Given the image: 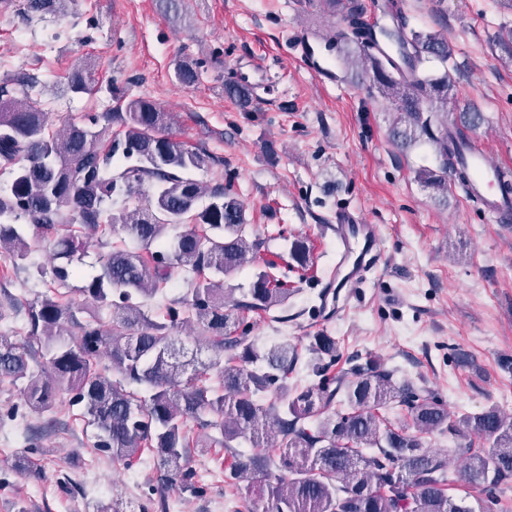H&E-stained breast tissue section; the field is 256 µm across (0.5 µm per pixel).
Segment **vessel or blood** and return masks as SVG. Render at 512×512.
Instances as JSON below:
<instances>
[{
    "label": "vessel or blood",
    "mask_w": 512,
    "mask_h": 512,
    "mask_svg": "<svg viewBox=\"0 0 512 512\" xmlns=\"http://www.w3.org/2000/svg\"><path fill=\"white\" fill-rule=\"evenodd\" d=\"M465 161L474 179L473 189L481 198L486 212L496 220L512 214V200L506 199L499 190L501 167L482 150L466 154ZM332 230L338 249L336 265L321 283L327 295L333 289L351 288L364 282L381 255L376 225L360 223L352 212L337 213Z\"/></svg>",
    "instance_id": "vessel-or-blood-1"
}]
</instances>
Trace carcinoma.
<instances>
[{
	"instance_id": "obj_1",
	"label": "carcinoma",
	"mask_w": 512,
	"mask_h": 512,
	"mask_svg": "<svg viewBox=\"0 0 512 512\" xmlns=\"http://www.w3.org/2000/svg\"><path fill=\"white\" fill-rule=\"evenodd\" d=\"M321 2L341 15L344 64L357 65L391 102L393 140L406 149L432 146L435 167L420 169L418 179L445 199L454 186L481 202L459 164L462 150L476 146L459 128L462 117L448 110L456 92L446 37L408 28L397 0L376 3L380 18L371 23L355 0ZM64 3L26 0L35 13ZM494 45L512 60V26ZM176 74L185 86L201 77L197 64H181ZM90 81L77 68L68 89L84 93ZM35 83L25 75L0 84V172L8 175L0 181V249L26 260L32 230L63 265L53 267L52 293L30 304L28 335L0 334V383L26 382L38 412L57 410L59 392H69L70 405L81 406L97 430L95 448L126 466L148 451L166 481L194 494L205 488L186 464L188 448L224 449L227 480L253 493L249 512H512V418L496 407L458 415L428 387L399 385L394 370L344 355L340 340L324 333L307 348L318 381L299 386L302 352L283 342L261 355L250 333L309 281L311 241L296 238L287 253L267 257L266 240L250 234L232 188L217 183L206 191L191 177L220 160L166 133L167 114L152 101L131 98L51 133L30 94ZM114 197L136 206L107 217ZM179 224L188 229L167 237ZM73 225L79 231L58 234ZM107 226L115 240L99 255L100 272L79 288L93 303L81 320L65 293L69 274L80 272L89 240ZM248 263L256 272L238 297L224 277ZM175 271L187 291L155 319L145 302L164 292ZM184 325L196 327L208 360L178 346L173 331ZM38 353L43 361L34 370ZM104 354L119 378L96 368ZM260 355L266 369L258 371L251 364ZM192 422L204 441H193ZM435 433L456 442L450 453L464 462L456 478L448 456L425 448ZM241 439L277 453L246 458L237 450ZM459 486L479 496L452 494Z\"/></svg>"
}]
</instances>
